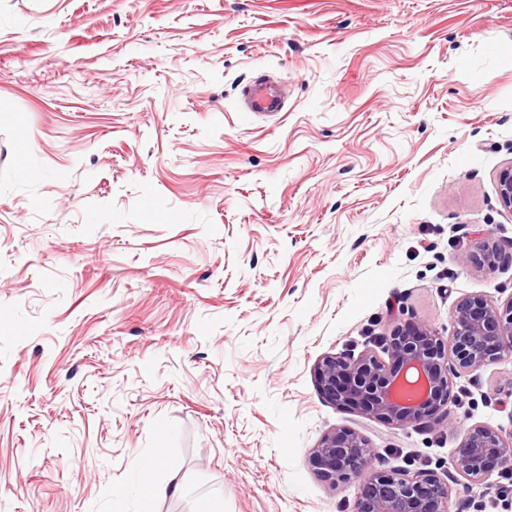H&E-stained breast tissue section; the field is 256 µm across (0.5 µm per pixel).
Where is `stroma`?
Listing matches in <instances>:
<instances>
[{
    "instance_id": "35a3bbf8",
    "label": "stroma",
    "mask_w": 512,
    "mask_h": 512,
    "mask_svg": "<svg viewBox=\"0 0 512 512\" xmlns=\"http://www.w3.org/2000/svg\"><path fill=\"white\" fill-rule=\"evenodd\" d=\"M256 80L281 111H245ZM511 166L512 0H0V512H136L158 448L154 512H356L310 462L337 429L512 512V470L448 477L512 429V356L435 427L312 375L512 298ZM477 229L494 268L460 261ZM511 460V430L506 433L491 426L474 425L466 431L461 448L451 458L448 472L480 484L494 467L511 465Z\"/></svg>"
}]
</instances>
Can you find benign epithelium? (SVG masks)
<instances>
[{
  "mask_svg": "<svg viewBox=\"0 0 512 512\" xmlns=\"http://www.w3.org/2000/svg\"><path fill=\"white\" fill-rule=\"evenodd\" d=\"M502 206L512 210V167L497 183ZM502 259L497 245L482 242L464 266L493 268ZM512 353V298L495 305L480 295L461 299L452 335L444 339L429 326L406 323L387 339L383 359L371 350L359 355L326 354L314 365L318 390L334 406L395 428L432 423L448 416L451 377L477 370ZM377 449L351 430L325 434L311 452L314 467L331 484L366 473L357 512H449L450 486L433 473L409 477L373 467ZM512 463V432L487 425L470 427L448 470L475 484L496 466Z\"/></svg>",
  "mask_w": 512,
  "mask_h": 512,
  "instance_id": "obj_1",
  "label": "benign epithelium"
}]
</instances>
